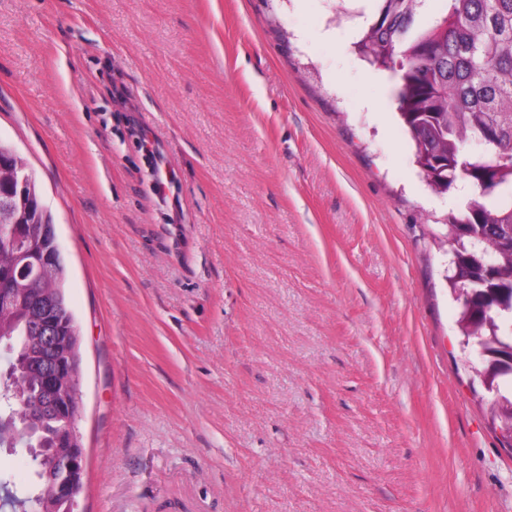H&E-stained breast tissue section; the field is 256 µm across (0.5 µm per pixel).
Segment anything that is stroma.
Instances as JSON below:
<instances>
[{
	"mask_svg": "<svg viewBox=\"0 0 512 512\" xmlns=\"http://www.w3.org/2000/svg\"><path fill=\"white\" fill-rule=\"evenodd\" d=\"M375 0H0V143L80 335V512H512ZM148 136L175 177L157 193Z\"/></svg>",
	"mask_w": 512,
	"mask_h": 512,
	"instance_id": "obj_1",
	"label": "stroma"
}]
</instances>
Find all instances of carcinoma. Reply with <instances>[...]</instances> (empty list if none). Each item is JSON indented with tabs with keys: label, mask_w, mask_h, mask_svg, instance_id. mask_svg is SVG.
<instances>
[{
	"label": "carcinoma",
	"mask_w": 512,
	"mask_h": 512,
	"mask_svg": "<svg viewBox=\"0 0 512 512\" xmlns=\"http://www.w3.org/2000/svg\"><path fill=\"white\" fill-rule=\"evenodd\" d=\"M426 0H378L356 43L361 57L396 80L398 118L411 141L415 163L437 192L461 179L479 189L443 223L459 264L448 276L459 303L463 336H512V0H437L430 18ZM482 138L483 154L464 152ZM9 224H0V273L11 274L15 302L0 306V346L9 352L0 367V448L40 445L32 458V489L17 494L0 478V510L63 512L46 492L62 477L55 457L69 444L68 423L78 405L70 395L53 402L39 390L43 370L57 362L54 348L35 341L46 335L31 306L40 293L56 301L54 338L81 361L79 336L65 296L66 271L56 264L45 278L18 272ZM22 232L39 254L51 253L41 225Z\"/></svg>",
	"instance_id": "obj_1"
}]
</instances>
